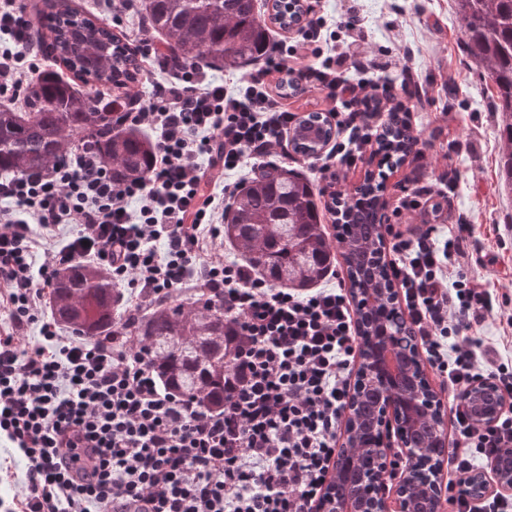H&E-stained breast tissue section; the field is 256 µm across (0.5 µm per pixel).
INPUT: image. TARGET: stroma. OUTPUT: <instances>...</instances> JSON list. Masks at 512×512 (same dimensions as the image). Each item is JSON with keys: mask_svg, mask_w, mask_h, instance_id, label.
Here are the masks:
<instances>
[{"mask_svg": "<svg viewBox=\"0 0 512 512\" xmlns=\"http://www.w3.org/2000/svg\"><path fill=\"white\" fill-rule=\"evenodd\" d=\"M86 12L112 22L122 30L141 27L143 6L134 0L122 10L118 0H75ZM312 14L334 22L356 13L365 30L366 55L378 65L398 70L404 54L412 56V77L436 85L428 101L406 99L411 109L412 132L418 135L421 157H407L386 181L387 209L403 197L422 192L421 205L403 211L397 222L413 233L425 225L442 227L467 221L473 227L472 248L479 262L453 257L463 272L481 276L488 288L512 300V197L498 186L500 143L494 89L483 71L468 56L461 40V23L453 0H306ZM280 167L309 179L329 203L333 193L354 190L374 169L371 159L342 171L339 182L321 177L310 159L292 154Z\"/></svg>", "mask_w": 512, "mask_h": 512, "instance_id": "obj_1", "label": "stroma"}]
</instances>
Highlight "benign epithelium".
Masks as SVG:
<instances>
[{
    "mask_svg": "<svg viewBox=\"0 0 512 512\" xmlns=\"http://www.w3.org/2000/svg\"><path fill=\"white\" fill-rule=\"evenodd\" d=\"M362 350L371 353L370 362L358 358L355 371V387L352 394L374 390L377 401L374 410L376 427L381 432L396 431L399 447L422 464L425 475L424 485L416 490L409 480L402 481L395 489L397 512H444L442 471L445 457L431 454L424 448H414L408 441L410 424L417 413L426 415L434 427L439 446H448L447 412L443 399L435 392L420 357L410 360V353L395 358V369L391 371L395 381L403 382L410 403L400 401L386 377L378 374L381 368H388L387 352L391 351L388 339L374 336L362 337ZM473 417L482 424L496 421L502 410L512 400L501 394L490 379L476 381L466 392ZM355 405H347L342 426L341 452L357 455L361 449L353 438L356 429ZM389 454L387 441L382 440L376 449V466L359 472L355 478L356 491L343 493L338 488L339 476H333L326 490V512H391L387 494L378 481L381 464ZM464 488L474 501L496 492L512 494V448L502 449L491 462L490 468L470 474Z\"/></svg>",
    "mask_w": 512,
    "mask_h": 512,
    "instance_id": "1",
    "label": "benign epithelium"
}]
</instances>
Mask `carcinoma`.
Instances as JSON below:
<instances>
[{
	"label": "carcinoma",
	"mask_w": 512,
	"mask_h": 512,
	"mask_svg": "<svg viewBox=\"0 0 512 512\" xmlns=\"http://www.w3.org/2000/svg\"><path fill=\"white\" fill-rule=\"evenodd\" d=\"M300 0H273L278 15L299 12ZM469 56L485 71L495 90L502 151L498 184L512 194V0H455ZM149 27L165 37L177 63L208 59L214 65L245 67L264 56L269 28L256 0H144ZM47 19L43 43L54 59L80 79L107 90L133 79L138 62L124 36L93 20L72 0H43ZM24 112L0 109V174L40 172L82 145L97 148L118 178H143L149 172L154 144L135 128L117 123L125 103L104 93L82 90L55 70L41 72L25 93ZM390 139L378 144L382 157L400 161L412 147L411 134L399 115L389 118ZM328 120L317 112L301 118L291 140L296 152L311 155L332 137ZM379 185L367 183L362 202L342 208L337 240L354 293L374 294L366 331L393 333L405 320L382 290L392 287L387 263L372 264L367 254L379 241L373 209ZM224 239L255 274L285 288L319 285L333 264V246L322 229L316 193L305 177L287 169L252 181L224 218ZM111 275L76 263L59 273L49 291L56 320L82 336H125L126 312ZM133 328L153 355L158 381L167 390L208 409L224 406V375L236 355L227 335L224 306L219 303L161 304L136 317ZM358 440L376 447L379 432L372 402L357 401Z\"/></svg>",
	"instance_id": "obj_1"
}]
</instances>
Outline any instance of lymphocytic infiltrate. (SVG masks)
Instances as JSON below:
<instances>
[{"mask_svg":"<svg viewBox=\"0 0 512 512\" xmlns=\"http://www.w3.org/2000/svg\"><path fill=\"white\" fill-rule=\"evenodd\" d=\"M323 28L313 21L303 42L268 55L240 89L195 64L154 85L121 118L155 137L147 178H114L83 150L49 170L0 179V197L11 202L0 209V311L14 326L0 335V439L26 465L21 490L0 512H319L360 347L351 302L340 288L273 287L226 260L224 205L207 188L225 173L245 166L254 176L268 172V159L289 156L297 115L271 74L293 73L327 101L342 100L333 118L345 138L319 167L332 179L383 132V113L408 116L394 86L346 79L360 50L323 53ZM0 33L10 40L0 50V92L16 102L45 56L30 38L23 0H0ZM317 55L321 63L311 65ZM472 236L468 224L445 240L434 226L413 237L395 231L389 262L426 360L452 392L456 478L446 488L455 512H474L462 478L512 448V410L480 424L465 400L481 377L512 396V363L499 344L472 333L499 299L467 273L449 272ZM80 259L155 304L190 280L223 302L239 342L223 408L164 390L135 337H67L43 319L55 277ZM33 323L34 341L21 334Z\"/></svg>","mask_w":512,"mask_h":512,"instance_id":"obj_1","label":"lymphocytic infiltrate"}]
</instances>
